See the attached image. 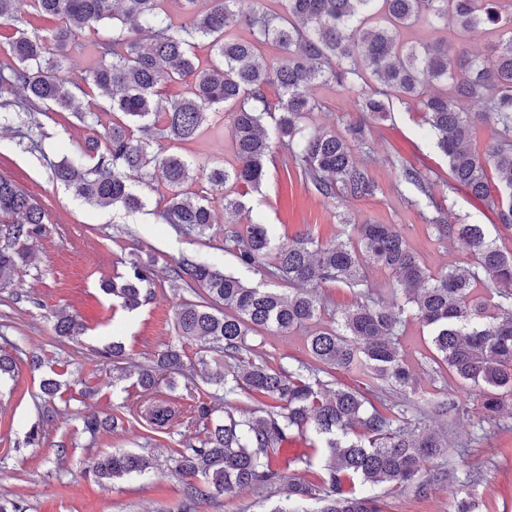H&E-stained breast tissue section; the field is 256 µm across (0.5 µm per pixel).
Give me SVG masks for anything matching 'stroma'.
<instances>
[{
  "mask_svg": "<svg viewBox=\"0 0 512 512\" xmlns=\"http://www.w3.org/2000/svg\"><path fill=\"white\" fill-rule=\"evenodd\" d=\"M319 111L311 113L315 126L342 130L357 119L354 96L335 85H315ZM416 101L394 102L384 119L371 120L373 146L357 152L377 185L374 196L361 200L323 201L304 183L286 171L281 150L267 161L268 177L247 201L262 216L275 239L312 234L320 242L346 239L354 225L367 221L395 225L425 265L435 273L463 264L469 250L462 242L436 243L412 194L400 186L394 160L420 169L433 183L437 200L452 216L468 224L483 225L498 244L512 245V229L501 225L494 210L456 186L448 162L432 146L419 118ZM47 138L43 152L24 150L20 139L26 128L16 124L0 134V174L22 186L49 214L45 236L33 257L21 268L11 285L0 288V349L12 351L37 345L49 367L60 374L64 386L54 401L53 418L42 416L40 373L31 371L24 353L17 355L13 375L0 378V497L14 501L23 512H179L186 501V481L175 470L177 451L186 441L204 433L195 419L200 402H207L214 419L225 409L262 416L273 410L272 399L223 390L203 380L205 365L200 345L180 340L175 330V310L184 290L158 278L154 297L128 312L114 306L100 289L103 280L123 272L124 261L153 253L175 264L184 256H202L215 267L270 288L278 280L238 265L224 250L227 217L222 197H213L216 221L198 240L178 234L158 217L157 202L166 187L162 178L136 184L145 203L143 210L96 209L77 199L73 192L53 182L51 166L62 157L77 154L86 130L68 112L41 115ZM164 153H179L199 166L215 163L232 167L235 162L232 130L227 116L217 117L197 139L179 145H164ZM66 310L82 321L86 330L72 341L53 332V312ZM306 330L287 335L260 330L247 340L254 353L272 363L292 364L307 359ZM122 342L127 362L146 365L168 344H181L184 372L174 383L160 382L153 396L170 401L180 420L164 431L151 429L141 410L148 396L134 379L114 382L111 364L96 358L97 349L111 341ZM458 398L467 403L466 414L454 422L436 415L424 422L436 431H448L457 440L468 441L466 453L423 463L422 473L437 477L428 497L412 489L380 486L375 490L387 512H455L460 498H468L472 512H512V431H497L491 439L469 442L482 414L467 385H456ZM92 409L118 421L115 429L90 435L83 429L81 411ZM43 429L41 444L27 442L33 424ZM312 430L291 434L288 442L270 453V465L285 476L295 475L317 483L326 461L315 449ZM115 450L152 455L157 465L150 472L111 482H97L83 472L87 457ZM308 454L301 463L299 454ZM481 472L482 481L469 484L467 473ZM190 504V503H187ZM191 512H265L269 503L263 493L245 488L190 504Z\"/></svg>",
  "mask_w": 512,
  "mask_h": 512,
  "instance_id": "1",
  "label": "stroma"
}]
</instances>
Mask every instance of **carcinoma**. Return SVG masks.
I'll use <instances>...</instances> for the list:
<instances>
[{"mask_svg":"<svg viewBox=\"0 0 512 512\" xmlns=\"http://www.w3.org/2000/svg\"><path fill=\"white\" fill-rule=\"evenodd\" d=\"M281 12L266 0H181L183 18L175 20L167 0H0V22L13 26L7 56L0 61V128L26 115L28 139L38 147L46 137L36 115L51 109L71 111L91 134L72 158L53 165L52 176L90 206L135 211L144 207L131 180H147L158 170L170 189L160 216L185 236L199 238L213 224L205 196L182 192L203 176L212 193L231 181L257 189L265 160L277 145L307 187L326 201L363 199L377 186L354 150L370 144L367 119L390 111V102L415 99L435 147L448 158L453 180L488 201L501 224L512 228V0H282ZM58 19L42 32L30 12ZM246 27L250 37L238 29ZM443 28L446 36L430 42L406 40L405 31ZM484 27L492 38L482 57L467 49V36ZM102 28L94 43L97 62L79 83L65 61L80 50V33ZM209 58L198 56V42ZM276 45L281 54L260 61L261 48ZM172 83L185 84L175 99L163 98ZM334 83L356 94L361 119L344 132L306 124L320 108L309 89ZM275 88L277 98H269ZM94 93L109 103L112 121L76 106L78 94ZM232 123L236 164L199 174L185 158L161 155L151 145L162 140L197 138L213 114ZM497 126L498 138L484 154L470 148L473 120ZM399 181L412 187V204L438 240H460L471 260L431 273L393 224L367 222L346 240L322 243L309 234L277 243L261 219L234 223L224 232V250L249 270L288 283L284 294L264 288L214 265L184 256L159 268V257L137 255L124 273L103 283V292L127 310L152 299L158 273L192 290L197 300L176 309L178 336L201 342L203 352L223 354L224 366L207 373L206 383L226 393L264 395L279 411L263 417H238L224 411L198 444H188L176 459L177 470L203 487L187 483V500L212 498L238 488L279 487V499L265 512H383L380 501L356 485L411 486L426 494L419 479L424 459L439 457L455 441L423 426L416 403L432 413L456 417L465 411L450 392L441 398H410L414 375L402 345L408 317L428 329L433 372L467 383L486 416L489 429L512 406V249L489 239L480 224L448 221L432 183L417 168L397 162ZM49 216L10 178L0 176V286L11 283L31 249L46 233ZM379 266L393 277L391 288L402 303L383 305L370 296L368 269ZM334 283L362 303L330 314L318 288ZM479 287L492 303L476 297ZM258 328L289 334L308 329L311 361L272 366L244 356L248 336ZM56 335L75 339L83 332L76 317L55 314ZM120 368L119 343L96 351ZM357 370L380 392L372 402L360 391L329 388L323 374L331 368ZM183 373L180 349L168 344L152 363L139 367L136 385L145 391L157 375ZM174 409L157 401L147 409L149 422L162 428ZM86 432L115 428V421L92 412L82 415ZM313 428L328 457L318 488L273 471L269 450L295 429ZM85 469L98 481L143 475L151 459L131 451L96 455Z\"/></svg>","mask_w":512,"mask_h":512,"instance_id":"cac0c4a2","label":"carcinoma"}]
</instances>
